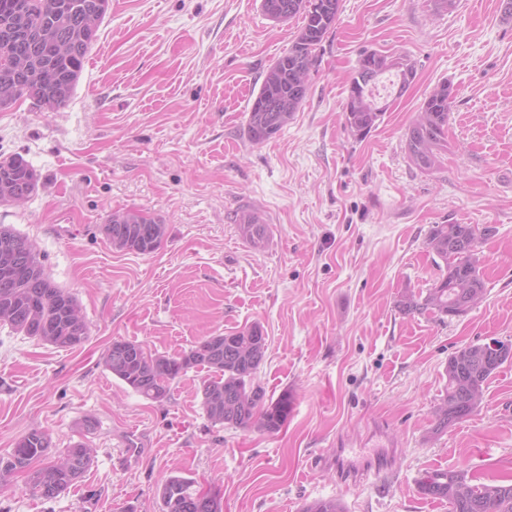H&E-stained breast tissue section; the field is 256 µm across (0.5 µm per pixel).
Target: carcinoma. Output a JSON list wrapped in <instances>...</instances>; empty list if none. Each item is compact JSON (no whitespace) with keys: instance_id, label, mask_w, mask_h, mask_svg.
Masks as SVG:
<instances>
[{"instance_id":"obj_1","label":"carcinoma","mask_w":512,"mask_h":512,"mask_svg":"<svg viewBox=\"0 0 512 512\" xmlns=\"http://www.w3.org/2000/svg\"><path fill=\"white\" fill-rule=\"evenodd\" d=\"M108 0H0V110L21 99L56 109L71 98L97 29L86 19L100 20ZM264 13L276 22L302 17L291 45L267 69L247 121V134L263 143L281 132L305 102L308 77L315 66L316 50L330 33L340 0H262ZM396 72L398 95L416 77L415 64L406 56L379 51L361 55L350 79L344 112L346 126L361 138L381 121L386 107L370 93L383 74ZM456 97L454 86L444 81L425 98L406 134L408 160L421 171L441 163L448 148V118ZM37 174L20 156L0 160V203L26 199L37 188ZM238 232L254 247L269 238V225L237 217ZM103 230L119 250L150 254L161 245L166 225L138 210L115 212ZM494 229L474 224H435L426 236V249L443 262L441 277L426 293H404L398 309L404 315H423L443 322L467 313L485 294L480 273L479 242ZM0 323L26 336L59 347L75 348L88 339V325L76 298L46 275L33 244L13 228L0 225ZM266 336L258 324L208 336L187 352L167 356L151 354L143 345L114 340L104 355L105 367L135 392L153 402L170 397L171 383L188 370L206 371L202 407L214 424L236 428L257 427L274 433L287 422L294 396L285 390L276 399L266 396L256 382L265 359ZM512 361V342L472 343L448 359L445 395L433 410L432 433H442L476 410L470 393L483 395L488 379L505 362ZM51 438L32 428L0 458V485L17 472H28L30 490L49 500L75 484L53 463L34 467L49 454ZM80 473L91 464L92 449L77 444L67 451ZM418 493L448 503V512H512V483H484L465 470L426 471L416 480ZM162 512H205L191 481L171 475L159 490ZM305 512H345L337 498L322 499Z\"/></svg>"}]
</instances>
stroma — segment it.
Returning a JSON list of instances; mask_svg holds the SVG:
<instances>
[{
	"label": "stroma",
	"mask_w": 512,
	"mask_h": 512,
	"mask_svg": "<svg viewBox=\"0 0 512 512\" xmlns=\"http://www.w3.org/2000/svg\"><path fill=\"white\" fill-rule=\"evenodd\" d=\"M300 26L269 19L261 0H110L66 105L0 111V155L40 176L30 198L0 204V224L33 243L90 327L72 349L0 326V457L34 427L53 453L79 441L93 450L51 501L15 474L0 512H162L173 472L217 493L223 512H303L327 498L346 512H448L418 494L423 472L512 476V362L476 413L430 433L449 357L512 340V18L501 0L440 14L431 0H341L303 106L253 143V99ZM368 51L410 56L417 75L358 139L344 106ZM444 81L457 90L448 150L423 172L406 132ZM250 207L270 226L261 248L237 229ZM127 209L166 225L154 253L117 250L104 234ZM435 224L494 229L479 248L483 301L442 322L397 307L439 276L425 247ZM254 323L268 344L257 382L294 394L275 433L212 424L205 372L189 370L156 403L103 362L117 339L171 356ZM376 452L391 458L386 473L338 483L337 457L360 470Z\"/></svg>",
	"instance_id": "35a3bbf8"
}]
</instances>
